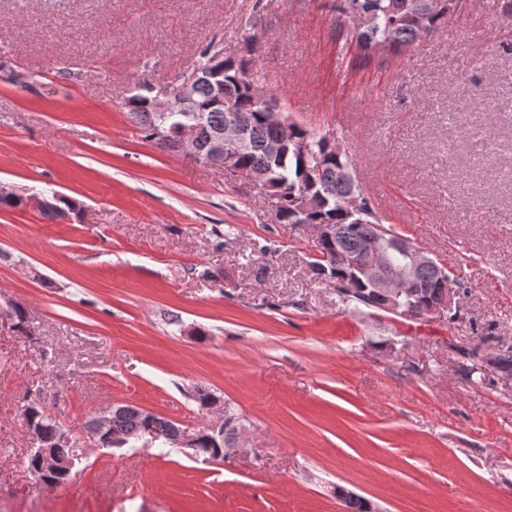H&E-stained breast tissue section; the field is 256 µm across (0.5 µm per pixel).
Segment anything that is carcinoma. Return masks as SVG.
I'll return each instance as SVG.
<instances>
[{
  "label": "carcinoma",
  "mask_w": 512,
  "mask_h": 512,
  "mask_svg": "<svg viewBox=\"0 0 512 512\" xmlns=\"http://www.w3.org/2000/svg\"><path fill=\"white\" fill-rule=\"evenodd\" d=\"M333 12V37L343 49L356 47L361 58L377 60L381 64L409 52L423 39L436 34L448 23L455 9L454 0H442L434 9L430 0H325ZM203 68L221 71L224 98L233 101L237 111L249 121V148L235 159L237 166L250 172H263L273 199L276 216L281 224H333L336 236L328 243L314 245L317 257L311 262L313 277L336 282L343 273L331 263V255L338 249L356 253L363 241L382 228L390 236L396 232L386 224V218L354 177L355 162L343 149L336 132L308 129L288 120L286 124L271 121V115L259 107L255 97L260 89L249 71V61L233 53H224L215 60L210 47H205L197 60ZM196 111L191 114L169 112L159 114L152 107L153 85L140 84L123 107L141 137L156 148L169 153L178 151L175 134L180 124L193 122L198 126V147H204L210 137L224 128V104L213 93L209 82L198 84L194 90ZM168 126L169 139H154L157 124ZM279 140L284 147L280 155L271 156L266 144ZM80 204L73 199L61 200V206L42 211L56 219L66 212L79 213ZM436 273L422 271L418 280L423 288H431V295L422 297L410 289L404 296L415 313L421 314L428 302L439 299L440 289L433 287ZM22 424L41 430L45 449L51 453L70 455L78 444H58L59 422L45 413L40 397L28 401L21 413ZM175 422L158 414H146L140 408L121 405L112 415L109 433L97 438V447L111 448L112 434L144 437L151 429L162 434L175 428ZM337 498L344 512H371L361 497L339 493Z\"/></svg>",
  "instance_id": "1"
}]
</instances>
